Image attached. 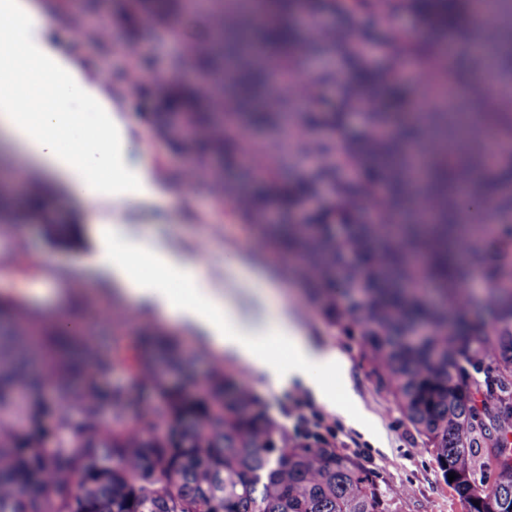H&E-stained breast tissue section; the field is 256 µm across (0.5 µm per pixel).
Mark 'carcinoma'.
I'll list each match as a JSON object with an SVG mask.
<instances>
[{"label": "carcinoma", "instance_id": "1", "mask_svg": "<svg viewBox=\"0 0 512 512\" xmlns=\"http://www.w3.org/2000/svg\"><path fill=\"white\" fill-rule=\"evenodd\" d=\"M209 0L192 44L193 82L168 57V80L139 98L147 123L188 156L219 203L284 258L297 260L318 313L360 338L361 357L422 437L467 512H512V0ZM187 0H107V22L130 45L164 48L183 31ZM406 15L422 29L403 32ZM494 70L467 118L420 107L401 76L412 63L432 83L471 85L476 49ZM337 65L288 84L303 56ZM37 223L54 246L76 225L36 186L23 201L0 187V224ZM482 272L476 299L463 283ZM84 322L98 308L71 296ZM42 308L0 297V512H388L351 456L294 442L241 375L217 362L206 381L181 368L164 333L138 329L101 352L68 350ZM45 337L57 392L81 406L51 422L36 394L23 337ZM115 365L148 375L161 421L139 413ZM112 406L103 425L97 407Z\"/></svg>", "mask_w": 512, "mask_h": 512}]
</instances>
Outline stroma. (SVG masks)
<instances>
[{"label": "stroma", "mask_w": 512, "mask_h": 512, "mask_svg": "<svg viewBox=\"0 0 512 512\" xmlns=\"http://www.w3.org/2000/svg\"><path fill=\"white\" fill-rule=\"evenodd\" d=\"M142 146L158 162L171 196L150 214L128 203L98 205L104 219L120 215L130 223L142 225L144 235L155 247L183 252L188 261L201 265L204 273L218 280L237 274L236 267L227 262L226 251L230 248L237 251L245 264L263 267L274 277L287 280L285 262L270 260L268 248L259 245L253 225L232 219L212 196L185 181L189 165L184 159L168 152L151 135L145 137ZM64 203L66 216L83 221V204L69 197ZM250 242L255 243V250H247ZM95 250L93 227L84 221L78 246L73 250L49 247L40 225H0V296L33 300L56 314L62 310V298L71 293L70 283L75 282L79 295L102 308L98 323L89 331L99 347L106 348L126 338L132 325L144 322L156 328L165 327L178 345H186L184 331L164 324L159 318L145 319L127 299L113 296L97 280L91 266ZM48 261L60 272L59 279L49 283L38 274L39 267ZM300 313L308 336L335 346L345 355L355 416L350 419L336 414L310 392H282L268 386L262 378H251V388L267 413L288 431L293 428L296 404L300 401L304 402L306 413H319L335 420L334 447L356 458L372 474L390 504V512H466L464 504L444 483L421 437L391 397L370 377L357 340L346 336L341 328L328 326L312 303H304Z\"/></svg>", "instance_id": "stroma-1"}]
</instances>
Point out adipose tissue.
I'll use <instances>...</instances> for the list:
<instances>
[{
    "label": "adipose tissue",
    "instance_id": "obj_1",
    "mask_svg": "<svg viewBox=\"0 0 512 512\" xmlns=\"http://www.w3.org/2000/svg\"><path fill=\"white\" fill-rule=\"evenodd\" d=\"M44 12L41 0H0V139L82 204L130 201L146 211L160 205L165 191L156 166L138 150V131L123 118L120 95L59 47ZM76 102L97 106L111 138L84 133ZM98 239L97 275L145 316L176 324L278 390L298 386L350 414L349 394L336 392L346 378L344 356L309 338L280 281L262 268L215 284L178 251L153 247L138 225H101Z\"/></svg>",
    "mask_w": 512,
    "mask_h": 512
}]
</instances>
